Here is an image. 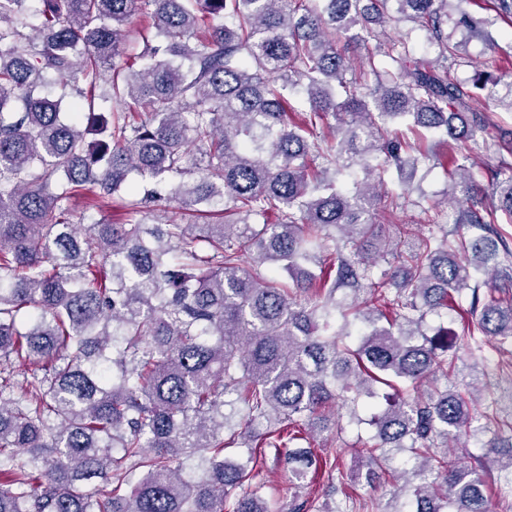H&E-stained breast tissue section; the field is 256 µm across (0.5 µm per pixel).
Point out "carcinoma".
I'll return each instance as SVG.
<instances>
[{"label":"carcinoma","mask_w":512,"mask_h":512,"mask_svg":"<svg viewBox=\"0 0 512 512\" xmlns=\"http://www.w3.org/2000/svg\"><path fill=\"white\" fill-rule=\"evenodd\" d=\"M309 2L0 0V512H224L230 498L232 512H272L262 449L340 426L322 412L336 400L359 420L378 384L393 393L367 420L358 477L390 473L413 512H491L489 464L512 487V436L499 434L512 423L475 411L477 371L420 396L397 387L448 377L484 337L512 343V300L497 296L512 289L497 229L512 224V166L479 179L464 165L507 137L477 91L512 111V82L450 78L453 31L479 33L467 0ZM135 14L151 24L130 62ZM404 21L428 32L435 64L376 29ZM343 39L366 50L351 79ZM406 117L448 137L445 202L466 204L462 230L397 225L414 242L376 277L371 252L395 253L378 208L406 206L424 159L396 128ZM112 200L122 224L95 216ZM323 253L319 272L305 267ZM466 295V331L427 335L426 313ZM350 313L367 328L355 348L333 329ZM234 403L241 431L226 438ZM489 430L486 463L466 465ZM237 440L251 444L224 458ZM288 459L305 485L313 451ZM309 509L349 512H291Z\"/></svg>","instance_id":"obj_1"}]
</instances>
